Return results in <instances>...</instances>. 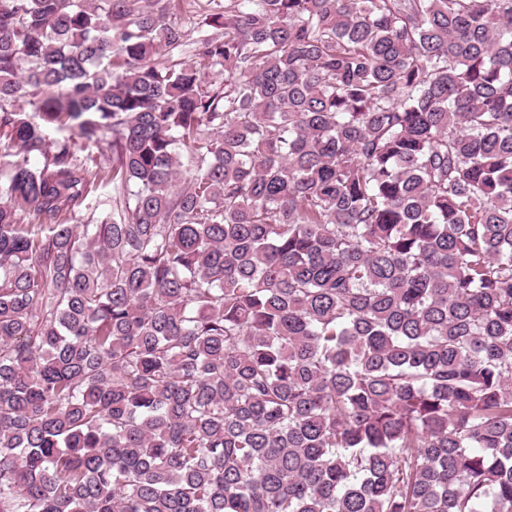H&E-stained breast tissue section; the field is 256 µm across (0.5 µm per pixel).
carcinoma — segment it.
<instances>
[{
    "label": "carcinoma",
    "mask_w": 512,
    "mask_h": 512,
    "mask_svg": "<svg viewBox=\"0 0 512 512\" xmlns=\"http://www.w3.org/2000/svg\"><path fill=\"white\" fill-rule=\"evenodd\" d=\"M171 3L0 0V512H512V0ZM197 1L199 0H174V8L168 16V20L183 26L188 43L193 42L198 36V23L202 21L197 5L200 2Z\"/></svg>",
    "instance_id": "cac0c4a2"
}]
</instances>
